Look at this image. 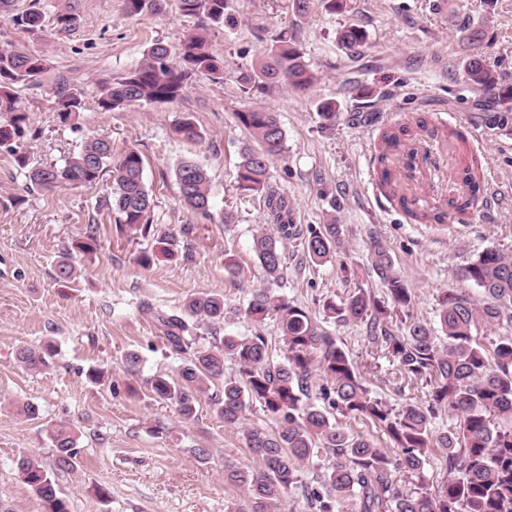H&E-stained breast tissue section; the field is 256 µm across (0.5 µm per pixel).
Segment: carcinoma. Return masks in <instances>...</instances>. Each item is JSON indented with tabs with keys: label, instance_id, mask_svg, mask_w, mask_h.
I'll return each instance as SVG.
<instances>
[{
	"label": "carcinoma",
	"instance_id": "cac0c4a2",
	"mask_svg": "<svg viewBox=\"0 0 512 512\" xmlns=\"http://www.w3.org/2000/svg\"><path fill=\"white\" fill-rule=\"evenodd\" d=\"M180 14L201 19L199 31L181 44L178 61L169 60L166 46L148 49L138 67L102 88L97 100L105 111L132 105H161L182 98L186 81L203 73L216 83L224 81V62L209 50L204 31L211 25L230 21L228 0H175ZM129 15L159 11V0H123ZM14 25L35 32L43 27L42 8L12 17ZM54 28L71 32L80 24L72 6L56 11ZM365 33L355 26L338 32L339 44L355 52L365 42ZM46 69L41 55L0 49V114L8 116L9 130L0 131V143L21 137L30 117L16 105L15 88L35 84ZM463 72L477 91L491 94L499 76L482 56L469 53ZM315 77L294 34L280 33L245 73L239 83L246 89L285 87L308 91ZM58 117L64 124L81 109V101L65 87L57 89ZM321 121L333 126L336 102L323 100L317 106ZM250 143L241 151L237 183L244 191L264 194V204L273 227L253 236V252L268 286L251 291L241 312L261 326L269 319L278 322L284 355L273 359L264 336H225L208 347L196 346L199 325L214 327L228 314L224 296L202 294L189 298L171 314L155 315L158 329L177 351L192 352L174 377L158 374L148 384L154 397L175 406L179 417L190 423L197 417L202 400L211 403L227 426L242 434L256 457L258 467L239 471L227 465L225 475L243 488L249 512H287L288 493L302 487L310 512H512V427L499 420L512 418V336H499L484 343L479 328H490L506 317L512 321V255L488 249L472 260L461 273L482 289L476 299L453 291L439 299L438 324L448 342L443 343L430 326L411 319V288L394 271L388 250L373 244L374 264L387 288V298L378 300L364 290L340 301H328L325 316L337 322H360L368 329L369 343L389 354L402 380L426 388L425 401L399 410L371 394L366 374L369 365L353 362L336 337L328 334L305 310L277 294L271 285L283 278V240L295 234L288 217V201L270 189V168L285 152L286 135L275 113L248 109L236 113ZM186 141L195 142L201 133L191 118L177 128ZM403 126L384 129L375 148L379 185L413 221L445 226L478 206L481 200V160L473 152L462 162L460 179L467 187L464 196L451 198L446 207H428L399 193L394 177V159H405V177L415 179L419 149L406 144ZM28 185L43 192L62 186L96 183L106 171L112 173L111 198L105 201L118 224L146 236L150 233L151 198L144 182V160L135 148L115 151L106 139L87 141L61 165L35 164L20 146L10 149ZM183 204L206 215L210 210L207 172L191 160L175 169ZM342 248L340 226L335 220L308 230L304 250L311 262H322ZM56 354L47 339L34 347H22L17 360L28 370L49 367ZM238 367V376L224 375L226 363ZM279 420L269 433L246 423L253 402ZM365 419L382 430L397 452L379 448L362 435L354 436L339 425L332 411ZM446 411L453 420L447 431L435 433L432 419ZM54 464L46 466L34 453H23L16 469L40 512H71L70 501L58 489L56 475L77 463L78 434L65 423L51 427ZM328 455L326 462L314 460L316 450ZM438 450L445 458L450 478L432 485L427 479L429 455ZM314 469L312 479L303 481L302 466Z\"/></svg>",
	"mask_w": 512,
	"mask_h": 512
}]
</instances>
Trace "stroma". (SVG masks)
Wrapping results in <instances>:
<instances>
[{"label":"stroma","mask_w":512,"mask_h":512,"mask_svg":"<svg viewBox=\"0 0 512 512\" xmlns=\"http://www.w3.org/2000/svg\"><path fill=\"white\" fill-rule=\"evenodd\" d=\"M32 1L11 0L8 11L0 12V49L47 60L37 84L16 89L19 106L30 116L20 145L32 161L48 164L62 163L93 137L139 150L153 226L145 237L119 230L112 211L99 205L110 193L107 175L91 186L28 190L23 171L0 146V512H38L14 461L34 452L52 464L47 430L59 422L79 433L78 463L58 476L71 512H247L243 489L224 478L225 463L243 471L256 466L240 432L206 404L195 421L184 422L174 406L153 399L148 385L155 374L175 375L187 359L162 338L154 313L177 311L201 293L223 295L231 309L217 331L199 327L201 344L218 335L259 333L274 356L283 353L277 321L258 327L237 312L253 289L266 284L252 250L254 234L267 221L263 200L242 192L236 181L248 134L235 114L246 109L276 113L286 134L270 183L287 198L298 233L284 243L278 294L335 336L355 363H373L367 382L377 397L396 409L421 400L422 392L400 379L396 364L372 353L363 324L334 322L323 304L361 289L385 296L372 259L378 242L413 291L410 314L434 326L442 291L480 296V288L461 278L464 266L490 248L512 254V131L489 122L500 97L512 94V0H347L345 11L336 14L316 0L303 19L289 0H230L234 25L210 31V49L224 61L223 82L195 74L175 103L108 112L97 105L101 85L136 68L153 43L178 53L196 32L197 19L182 16L173 0H165L161 11L137 16L125 13L122 0H74L81 16L75 31L60 33L48 23L29 33L11 17ZM463 17L484 31L478 51L501 76L495 94L474 91L464 77ZM346 25L367 35L359 54L337 43ZM284 30L296 35L317 76L311 90L242 92L239 74ZM62 85L82 100L66 125L56 113ZM326 99L338 104L332 127L317 115ZM186 116L202 134L197 142L175 131ZM420 117L428 128L462 131L468 147L485 158L482 201L450 231L411 221L387 201L374 171L380 128L405 125L419 138ZM186 158L208 172V215L188 210L180 199L175 169ZM228 212L234 215L230 224L224 221ZM331 215L343 248L325 262H311L304 239ZM186 225L192 228L187 236L181 233ZM91 226L99 250L72 252ZM65 252L76 273L61 280L55 266ZM144 252L153 256L146 267L138 262ZM229 262L235 265L231 274L225 270ZM47 338L57 348L50 368L25 370L16 359L18 348ZM131 351L142 357L135 375L123 364ZM93 368L107 371L108 381L91 383ZM26 401L39 407L38 418L16 412V404ZM199 448L209 449L208 459L196 456Z\"/></svg>","instance_id":"obj_1"}]
</instances>
